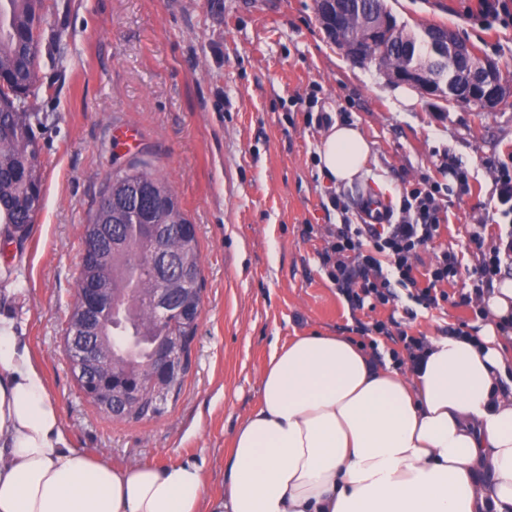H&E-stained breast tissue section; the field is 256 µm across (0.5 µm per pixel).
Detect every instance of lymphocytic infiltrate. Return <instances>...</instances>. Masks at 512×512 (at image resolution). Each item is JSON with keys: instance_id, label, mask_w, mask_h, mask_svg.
<instances>
[{"instance_id": "obj_1", "label": "lymphocytic infiltrate", "mask_w": 512, "mask_h": 512, "mask_svg": "<svg viewBox=\"0 0 512 512\" xmlns=\"http://www.w3.org/2000/svg\"><path fill=\"white\" fill-rule=\"evenodd\" d=\"M438 171L451 175L452 183L426 177L405 190L397 223L380 230L372 224H353L345 219L332 231L327 256L329 276L352 308L388 304L392 285L418 286L414 258L419 248L432 243L439 234L443 220L440 197L468 187V175L452 155L444 156ZM495 194L497 212L505 221L504 236L490 249L478 272L474 286L478 292L501 274L504 262H512V161L498 163ZM460 267L456 253L442 252L427 272L426 286H418L416 302L427 309L437 305L438 283L456 277Z\"/></svg>"}]
</instances>
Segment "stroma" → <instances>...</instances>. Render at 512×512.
Masks as SVG:
<instances>
[{
  "label": "stroma",
  "mask_w": 512,
  "mask_h": 512,
  "mask_svg": "<svg viewBox=\"0 0 512 512\" xmlns=\"http://www.w3.org/2000/svg\"><path fill=\"white\" fill-rule=\"evenodd\" d=\"M60 41L45 40L44 86L35 131L44 198L35 224L14 240L0 234V294L21 344L40 366L75 448L115 466L192 460L207 491H224V458L243 418L261 404L259 375L273 349L294 337L344 336L381 357L402 335L448 336L479 315L473 272L499 234L494 168L512 153V94L490 109L415 93L402 104L375 65L349 59L327 37L316 0H48ZM398 25L455 30L512 82V27L483 29L467 0H385ZM347 118L371 143L364 175L334 187L320 175L321 124L307 113ZM133 126L136 146L112 135ZM150 153L197 229L203 308L191 369L164 413L126 423L80 391L64 351L76 300L81 235L114 171ZM467 171L470 190L445 198L448 220L418 269L443 251L463 257L442 284L446 300L426 309L406 288L376 309L351 310L323 263L339 213L360 223L359 187L384 192L399 209L405 187L437 176L444 153ZM481 244H474L473 234ZM385 322L377 340L358 326Z\"/></svg>",
  "instance_id": "1"
}]
</instances>
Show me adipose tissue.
<instances>
[{
	"label": "adipose tissue",
	"mask_w": 512,
	"mask_h": 512,
	"mask_svg": "<svg viewBox=\"0 0 512 512\" xmlns=\"http://www.w3.org/2000/svg\"><path fill=\"white\" fill-rule=\"evenodd\" d=\"M371 147L333 122L319 171L352 183ZM470 335L402 368L342 336H299L260 374L224 492L202 465L111 466L73 448L40 368L0 313V512H512V280Z\"/></svg>",
	"instance_id": "1"
}]
</instances>
